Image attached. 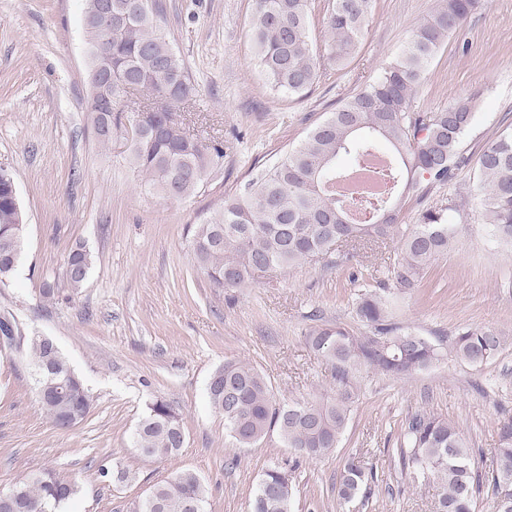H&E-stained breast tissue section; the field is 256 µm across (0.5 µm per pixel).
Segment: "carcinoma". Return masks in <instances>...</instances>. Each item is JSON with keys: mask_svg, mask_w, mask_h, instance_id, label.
Instances as JSON below:
<instances>
[{"mask_svg": "<svg viewBox=\"0 0 512 512\" xmlns=\"http://www.w3.org/2000/svg\"><path fill=\"white\" fill-rule=\"evenodd\" d=\"M375 0H329L323 19L327 59L336 68L355 58ZM478 0H437L433 12L411 29L404 50L388 62L364 89L344 99L335 112L316 124L295 148L284 152L243 193L227 198L219 210L189 228L193 256L219 288H240L258 272L284 270L326 256L359 241L396 244L397 261L387 280L358 295L356 317L367 331L357 336L324 325L307 336L309 346L333 364L336 394L314 401L280 404L268 381L254 366L227 360L211 375L208 394L236 442L248 447L276 433L301 457L318 459L338 446L349 419L353 391L350 376L366 366L402 377L430 366L440 350L429 339L395 322L390 293L412 290L455 241L456 225L447 210L428 209L420 223L399 224L402 204L450 184L470 159L460 150L477 108L474 94L458 97L442 112H415L416 85L448 38L475 11ZM312 0H255L250 33L255 56L270 88L289 97L302 96L321 75L322 56L310 32ZM161 0H112V81L89 79V110L102 143L112 140L104 129L120 132L128 113L126 84L138 85L172 113L195 96L191 75L159 20ZM101 100L112 112H97ZM386 163L374 169L380 190L360 199L336 189L377 156ZM224 161V145L193 139L175 120L142 119L140 134L130 139L129 162L164 197L181 201L199 192ZM484 224L512 245V129L487 142L475 163ZM24 216L15 205L14 177L0 168V259L21 248ZM90 258L83 247L71 250L65 277L70 287L85 282ZM507 337L491 326L467 327L448 339V352L469 365L489 362ZM37 395L53 425L70 429L87 416L91 396L83 379L59 350L51 369L47 353L30 343ZM495 466L482 475L464 433L453 421L428 410L406 420L400 457L414 481L432 480L441 494L436 512H475L476 494L488 482L494 500L512 497V414L497 423ZM185 443L182 422L163 400L148 406L134 432V447L151 457H173ZM361 462L349 459L336 485V496L350 502L371 494L370 477ZM78 492L76 484L50 471L31 473L21 498L36 505L28 511L0 502V512H58ZM153 503L141 500L133 512H189L187 504L205 507V486L185 469L153 485ZM288 474L267 470L252 501V512H291Z\"/></svg>", "mask_w": 512, "mask_h": 512, "instance_id": "1", "label": "carcinoma"}]
</instances>
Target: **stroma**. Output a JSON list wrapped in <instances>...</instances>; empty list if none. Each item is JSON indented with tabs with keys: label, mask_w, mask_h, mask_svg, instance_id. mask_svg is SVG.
Listing matches in <instances>:
<instances>
[{
	"label": "stroma",
	"mask_w": 512,
	"mask_h": 512,
	"mask_svg": "<svg viewBox=\"0 0 512 512\" xmlns=\"http://www.w3.org/2000/svg\"><path fill=\"white\" fill-rule=\"evenodd\" d=\"M163 2L160 25L197 89L177 116L189 133L224 143V163L205 191L182 201L163 199L138 176L124 136L104 146L93 131L85 0H0V167L13 173L26 216L20 262L0 284V312L12 315L18 338L17 350L0 352V488L48 470L79 486L65 512H131L155 483L188 468L206 488V512H250L263 474L279 467L290 475L292 512H434V487L410 485L396 455L406 418L426 409L457 423L488 471L496 421L512 413V248L488 233L474 167L405 202L401 221L412 225L424 210L464 200L448 214L457 226L453 250L417 288L396 294L391 312L436 342L458 328L491 325L508 344L478 366L445 355L399 378L354 371L348 425L337 448L319 459L297 458L275 434L239 446L210 402V376L234 359L256 366L278 400L334 393L333 366L307 336L336 324L363 333L356 297L373 273L392 266L394 248L364 263L316 259L224 290L197 267L185 227L242 192L376 79L435 0H375L356 57L292 98L272 91L256 65L254 0ZM469 93L480 102L462 151L474 159L512 124V0H483L433 60L412 108L437 112ZM79 244L91 268L75 290L64 269ZM47 283L54 298L42 295ZM36 333L55 342L91 393L87 417L71 429L56 428L39 403L29 367L28 339ZM158 399L184 427L185 444L172 458L143 457L132 443ZM351 456L372 469L375 492L342 503L336 483ZM116 464L130 469L131 481L98 477V467Z\"/></svg>",
	"instance_id": "1"
}]
</instances>
